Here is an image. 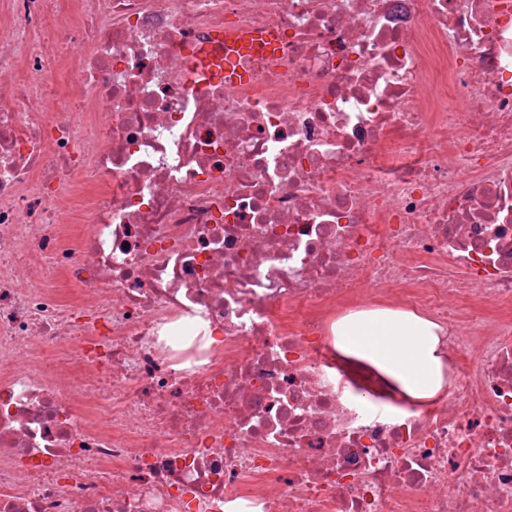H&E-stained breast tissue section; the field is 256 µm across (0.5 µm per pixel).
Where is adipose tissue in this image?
I'll list each match as a JSON object with an SVG mask.
<instances>
[{
    "mask_svg": "<svg viewBox=\"0 0 512 512\" xmlns=\"http://www.w3.org/2000/svg\"><path fill=\"white\" fill-rule=\"evenodd\" d=\"M437 324L408 311L376 310L336 322V344L366 358L411 397H432L443 384Z\"/></svg>",
    "mask_w": 512,
    "mask_h": 512,
    "instance_id": "adipose-tissue-1",
    "label": "adipose tissue"
}]
</instances>
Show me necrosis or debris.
I'll return each mask as SVG.
<instances>
[{"instance_id": "obj_1", "label": "necrosis or debris", "mask_w": 512, "mask_h": 512, "mask_svg": "<svg viewBox=\"0 0 512 512\" xmlns=\"http://www.w3.org/2000/svg\"><path fill=\"white\" fill-rule=\"evenodd\" d=\"M0 512H512V0H0ZM186 66L192 79L203 77L207 81L224 80L225 75L235 74V59H222L211 46L200 47L188 54ZM439 327L408 311L376 310L336 322V345L366 358L411 397H432L443 384Z\"/></svg>"}]
</instances>
